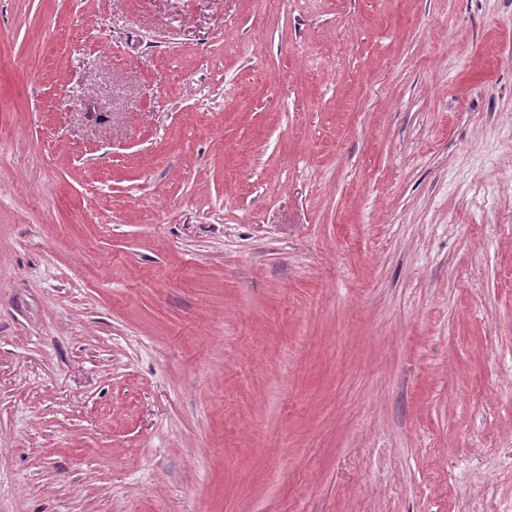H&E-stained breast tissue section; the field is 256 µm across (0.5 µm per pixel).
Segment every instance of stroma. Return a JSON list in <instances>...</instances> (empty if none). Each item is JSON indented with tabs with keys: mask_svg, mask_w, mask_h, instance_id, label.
<instances>
[{
	"mask_svg": "<svg viewBox=\"0 0 512 512\" xmlns=\"http://www.w3.org/2000/svg\"><path fill=\"white\" fill-rule=\"evenodd\" d=\"M0 512H512V0H0Z\"/></svg>",
	"mask_w": 512,
	"mask_h": 512,
	"instance_id": "1",
	"label": "stroma"
}]
</instances>
